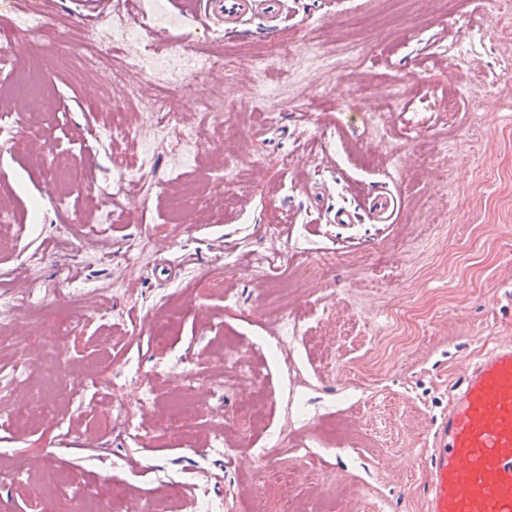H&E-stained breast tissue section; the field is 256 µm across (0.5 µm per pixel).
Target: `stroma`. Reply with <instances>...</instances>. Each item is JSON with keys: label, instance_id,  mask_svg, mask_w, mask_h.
Instances as JSON below:
<instances>
[{"label": "stroma", "instance_id": "35a3bbf8", "mask_svg": "<svg viewBox=\"0 0 512 512\" xmlns=\"http://www.w3.org/2000/svg\"><path fill=\"white\" fill-rule=\"evenodd\" d=\"M142 36L184 57L211 50L224 83L226 123L178 171L164 150L145 166L138 140L113 136L107 66L83 72L48 40L11 57L48 75L40 111L14 114L18 129L48 135L38 160L0 143V198L14 215L0 224V295L43 302L15 315L25 336L10 327L0 339V381L15 346L40 345L25 374L52 378L61 423L31 410L0 428V449L54 450L65 497L100 485L163 498L167 512H197L194 495L222 500L223 512H425L429 436L453 383L512 340V0L479 12L460 0L452 21L436 0H288L274 30L254 18L222 37L180 17ZM268 50L276 94L255 112L253 59ZM130 173L138 188L111 203L106 188ZM186 187L207 204L168 223L169 199ZM378 190L400 200L393 223L368 216ZM110 206L114 222L100 223ZM340 208L353 223H334ZM148 232L150 254L124 264ZM254 254L268 256L266 278L244 268ZM274 281L286 291L270 302ZM286 316L303 322L304 344L291 362L264 361L255 346ZM61 318L75 345L43 347ZM228 343L243 357L234 369ZM179 359L196 390L181 391ZM104 369L111 391L82 388ZM143 377L157 397L146 414L131 404ZM300 399L350 446L303 430ZM184 415L194 434L174 427ZM283 428L303 430L314 450L282 455L294 485L285 499L257 457ZM217 436L235 456L209 453Z\"/></svg>", "mask_w": 512, "mask_h": 512}]
</instances>
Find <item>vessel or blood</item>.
<instances>
[{
  "instance_id": "b4317fda",
  "label": "vessel or blood",
  "mask_w": 512,
  "mask_h": 512,
  "mask_svg": "<svg viewBox=\"0 0 512 512\" xmlns=\"http://www.w3.org/2000/svg\"><path fill=\"white\" fill-rule=\"evenodd\" d=\"M163 6L228 34L253 16L263 17L272 29L284 16V0H163ZM397 209V199L385 193L369 203L384 224ZM433 439L428 512H512L511 341L497 344L465 369Z\"/></svg>"
}]
</instances>
